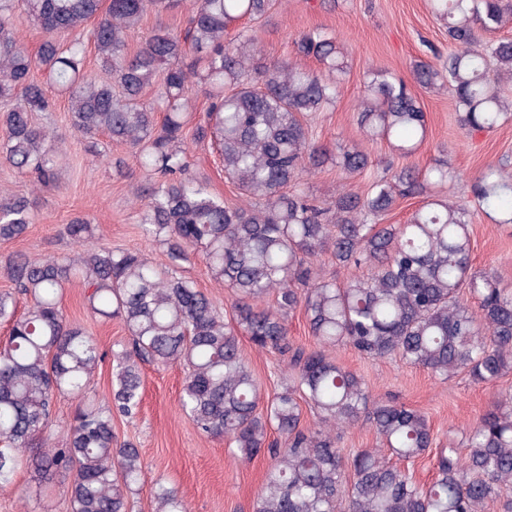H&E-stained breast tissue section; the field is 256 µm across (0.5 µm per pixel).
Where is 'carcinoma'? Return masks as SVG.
I'll return each mask as SVG.
<instances>
[{
	"mask_svg": "<svg viewBox=\"0 0 512 512\" xmlns=\"http://www.w3.org/2000/svg\"><path fill=\"white\" fill-rule=\"evenodd\" d=\"M184 0H0V159L30 178L35 190L56 174L63 139L33 121L54 108L48 89L68 95L76 138L104 134L135 151L140 168L164 180L137 208L145 238L166 248L160 267L141 252L100 243L76 218L63 234L84 248L77 262L11 256L1 271L30 297L22 315L12 293L0 294V322L11 324L0 346V488L18 468L39 481L69 472L70 512H129L144 481L140 453L114 441L112 411L130 415L141 399L142 363H179L186 370L180 409L198 430L222 436L241 458L274 449L254 512H485L512 489V393L506 392L466 434V453L436 447L426 416L409 406L372 399L364 378L326 349L348 346L366 358H397L448 379L464 374L494 383L512 371V291L492 271L473 268V212L446 199L423 202L404 224H383L397 198L420 196L448 180L436 160L425 176L404 167L372 179L367 192L345 189L328 206L288 190L327 164L345 174L371 166L370 154L346 149L333 157L313 140L306 118L333 103L347 62L336 37L304 33L295 53L314 57L310 70L290 59H256L257 38L243 20L269 16L276 0H197L185 26H156L134 52L128 34L150 13ZM454 49L438 67L412 69L422 88L450 87L469 132L491 131L512 119L500 91L512 80V39L493 34L512 22V0H431ZM25 10L45 39L29 54L16 26ZM98 62L87 69L85 46ZM40 69L47 84L32 77ZM203 84L212 99L204 115L189 112L188 89ZM156 90L152 105L143 102ZM356 121L368 142L387 141L402 157L426 132V115L401 78L366 75ZM219 151L224 174L243 196L235 208L186 176L187 132ZM475 208L512 224V175L490 168L471 185ZM34 201L0 196V240L21 237ZM330 255L343 283L315 265ZM204 260L212 280L234 296L232 320L195 281L181 274L190 256ZM363 266L372 274L355 271ZM79 279L92 312L118 317L132 350L115 356L107 402L79 408L63 445L50 447L55 400L84 398L101 361L95 339L67 320L63 289ZM302 310L319 348L291 345L288 314ZM261 348L292 353V378L265 398L245 359L239 334ZM315 415L304 424L301 403ZM380 447L346 457L340 433L360 423ZM276 431L281 440H270ZM435 459V477L421 485L386 461ZM154 512H188L179 491L156 481Z\"/></svg>",
	"mask_w": 512,
	"mask_h": 512,
	"instance_id": "1",
	"label": "carcinoma"
}]
</instances>
